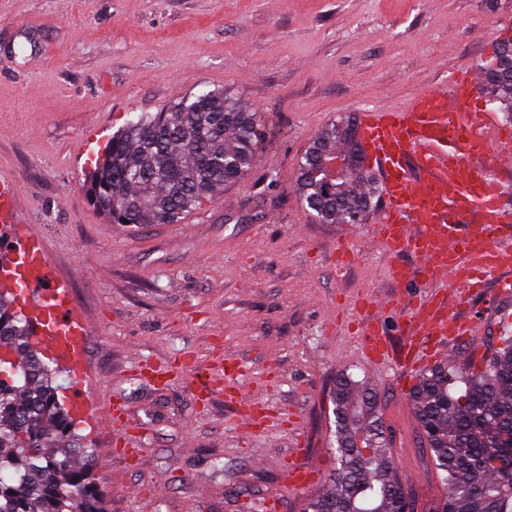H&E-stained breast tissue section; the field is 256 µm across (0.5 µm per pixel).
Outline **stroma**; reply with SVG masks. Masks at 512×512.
<instances>
[{
  "mask_svg": "<svg viewBox=\"0 0 512 512\" xmlns=\"http://www.w3.org/2000/svg\"><path fill=\"white\" fill-rule=\"evenodd\" d=\"M512 0H0V173L89 324L86 395L94 481L109 512H301L335 466L339 374L375 393L391 460L426 500L441 491L407 394L362 353L355 303L390 295L368 224L312 222L295 191L319 131L400 109L457 71L478 70ZM260 112L258 163L177 224H114L87 200L112 134L142 112L206 91ZM512 317L492 315L451 348L491 356ZM237 363L281 428H245L217 386L137 364ZM135 436L136 455L120 443ZM314 461L288 480V454Z\"/></svg>",
  "mask_w": 512,
  "mask_h": 512,
  "instance_id": "stroma-1",
  "label": "stroma"
}]
</instances>
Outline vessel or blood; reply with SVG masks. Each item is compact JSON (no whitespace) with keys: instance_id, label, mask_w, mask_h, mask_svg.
<instances>
[{"instance_id":"b4317fda","label":"vessel or blood","mask_w":512,"mask_h":512,"mask_svg":"<svg viewBox=\"0 0 512 512\" xmlns=\"http://www.w3.org/2000/svg\"><path fill=\"white\" fill-rule=\"evenodd\" d=\"M359 129L381 185L377 233L397 288L387 305L406 314L402 351L393 350L378 314L366 318L363 344L373 366L391 363L405 375L429 362L430 350L449 337L473 335L475 320L448 313L449 303H462L463 290H481L493 276L498 298L512 297V219L501 207L500 178L512 168V137L500 135L496 113L480 106L467 75L452 78L447 90L415 94L404 109L361 112ZM19 194L13 179L0 176V226L11 230L22 257L18 283L30 299L34 339L68 363L69 406L78 414L86 406L80 390L87 329L71 310L68 288L52 274L42 237L23 224ZM404 253L418 257L419 266L401 263ZM421 276L433 289L415 303L404 289ZM219 369L229 399L245 403L239 367L223 361Z\"/></svg>"}]
</instances>
